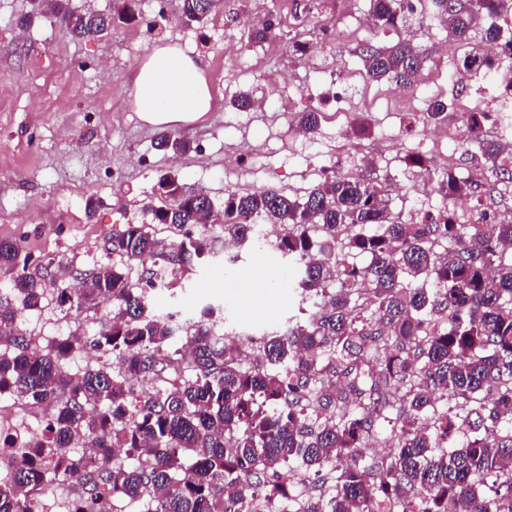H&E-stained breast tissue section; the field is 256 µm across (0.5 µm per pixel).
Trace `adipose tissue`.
<instances>
[{
  "label": "adipose tissue",
  "mask_w": 512,
  "mask_h": 512,
  "mask_svg": "<svg viewBox=\"0 0 512 512\" xmlns=\"http://www.w3.org/2000/svg\"><path fill=\"white\" fill-rule=\"evenodd\" d=\"M133 106L152 125L197 121L211 108L201 64L176 47L151 50L139 67Z\"/></svg>",
  "instance_id": "1"
}]
</instances>
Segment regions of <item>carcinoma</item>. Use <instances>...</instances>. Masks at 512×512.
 Instances as JSON below:
<instances>
[{"label": "carcinoma", "instance_id": "1", "mask_svg": "<svg viewBox=\"0 0 512 512\" xmlns=\"http://www.w3.org/2000/svg\"><path fill=\"white\" fill-rule=\"evenodd\" d=\"M179 2L187 25L213 9ZM429 6L467 45L478 28L501 39L512 18V0H420L416 12L407 0H373L372 19L406 29L423 24ZM47 8L78 38L101 37L127 16L82 13L69 0ZM276 26L272 16L252 28V41L271 39ZM360 59L372 80L403 85L425 63L410 39L367 43ZM478 144L484 180L448 171L436 180L446 207L423 223L393 212L382 183L338 165L302 198L228 189L219 211L206 192L164 175L162 205L145 204L153 223L105 238L122 266L78 273L74 291L56 286L62 306L112 310L87 340L65 337L47 351L23 333L22 317L40 306L51 271L32 275L21 245L1 240L0 273L20 306L0 302V391L53 411L42 457L0 482V512H39L42 488L63 479L71 512H124V502L142 512H463L471 501L480 512H512V257L502 251L512 222L461 224L449 205L512 185V143ZM158 147L184 153L190 143L164 133ZM259 221L283 227L276 249L297 266L311 311L263 337L253 362L219 307L188 324L176 311L145 315L155 292L183 288L218 242L236 261ZM82 346L116 363L66 373ZM384 438L387 452L362 462L359 448ZM75 448L124 456L100 467ZM309 473V493L295 494L297 476Z\"/></svg>", "mask_w": 512, "mask_h": 512}]
</instances>
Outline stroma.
Returning a JSON list of instances; mask_svg holds the SVG:
<instances>
[{
    "instance_id": "obj_1",
    "label": "stroma",
    "mask_w": 512,
    "mask_h": 512,
    "mask_svg": "<svg viewBox=\"0 0 512 512\" xmlns=\"http://www.w3.org/2000/svg\"><path fill=\"white\" fill-rule=\"evenodd\" d=\"M158 0H136L135 17L98 39L79 40L50 15H34L29 0H0V240L18 241L30 255V271L47 263L85 270L109 262L105 236L128 224H148L143 205L157 196L160 175L179 177L186 190L205 191L222 204L226 189L274 188L303 197L323 166L344 159V171L359 172L373 161L379 182L410 186L405 156L444 153L458 170L478 163L476 144L423 134L404 135L409 109L426 111L431 100L453 103L471 90L454 67L433 75L421 70L412 105L390 93L388 81L363 86V64L335 48L306 62L294 42L319 39L325 17L310 0L307 19L292 21L293 0H219L201 25L161 15ZM258 11L276 13V37L256 48L248 35L238 43L239 64H224V27ZM155 46H175L201 60L213 105L191 124L172 133L191 141L188 153L157 150L159 127L145 123L133 108L139 64ZM106 61L104 73L74 76L80 62ZM286 71L293 86L286 96L271 95L264 112L241 110L240 93L259 96L256 68ZM352 87L350 110L339 121L322 119L314 137H294L298 112L307 105L295 88L308 84L330 91L339 80ZM261 244L199 268L176 295L159 294L155 308L195 318L199 306L226 307L225 325L252 343L299 318L301 298L289 261L274 244L278 230L265 225ZM106 308L77 311L59 305L48 291L40 309L26 311L23 328L46 345L65 337L77 323L94 325Z\"/></svg>"
}]
</instances>
